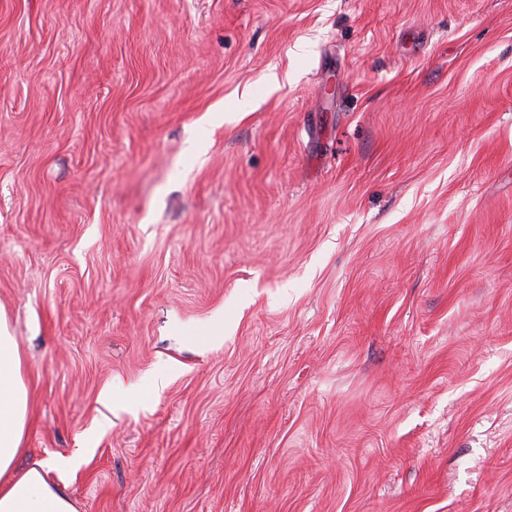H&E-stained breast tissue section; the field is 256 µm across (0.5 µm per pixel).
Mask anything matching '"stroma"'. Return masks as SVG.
I'll use <instances>...</instances> for the list:
<instances>
[{"mask_svg":"<svg viewBox=\"0 0 512 512\" xmlns=\"http://www.w3.org/2000/svg\"><path fill=\"white\" fill-rule=\"evenodd\" d=\"M0 306L78 512H512V0H0Z\"/></svg>","mask_w":512,"mask_h":512,"instance_id":"35a3bbf8","label":"stroma"}]
</instances>
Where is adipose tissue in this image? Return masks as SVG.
<instances>
[{"instance_id": "obj_1", "label": "adipose tissue", "mask_w": 512, "mask_h": 512, "mask_svg": "<svg viewBox=\"0 0 512 512\" xmlns=\"http://www.w3.org/2000/svg\"><path fill=\"white\" fill-rule=\"evenodd\" d=\"M19 341L0 310V512H78L73 500L50 485L41 470L14 469L22 453L30 394Z\"/></svg>"}]
</instances>
